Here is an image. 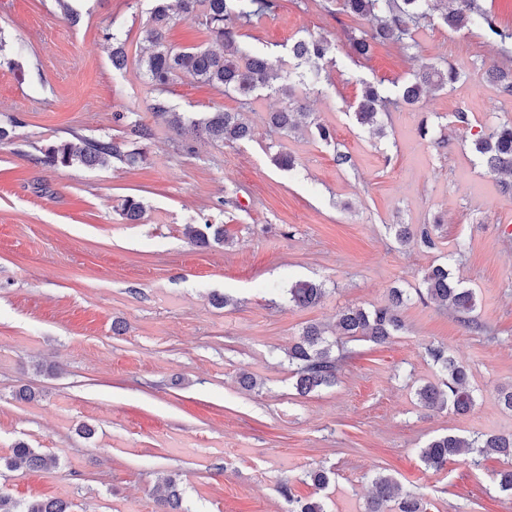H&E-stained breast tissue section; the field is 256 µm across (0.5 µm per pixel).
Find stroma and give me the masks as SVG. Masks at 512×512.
Instances as JSON below:
<instances>
[{
    "instance_id": "1",
    "label": "stroma",
    "mask_w": 512,
    "mask_h": 512,
    "mask_svg": "<svg viewBox=\"0 0 512 512\" xmlns=\"http://www.w3.org/2000/svg\"><path fill=\"white\" fill-rule=\"evenodd\" d=\"M70 3L75 24L57 0H0V492L58 498L73 512H162L153 490L172 476L189 512H288L282 485L313 496L304 477L322 468L329 512H364L380 473L421 494L427 512H512L493 481L511 458L461 457L440 470L419 458L438 435L512 433L497 396L512 385V194L472 149L474 134L512 119V98L486 78L507 61L497 44L435 16L407 54L380 49L359 63L348 36L367 19L328 11L327 0H279L243 32L271 52L306 32L335 43V68L306 100L334 145L271 130L266 115L281 100L263 95L247 109L251 140H198L187 154L145 108L153 90L136 58L151 0ZM116 28L129 58L120 74L106 39ZM441 58L464 73L453 88L383 114L384 135L356 123L362 81L394 97ZM164 96L189 115L240 107L189 76ZM116 112L153 123L144 163L43 164L49 145L74 134L135 149ZM424 122L442 128L445 147L421 137ZM339 150L349 165L336 164ZM278 152L292 170L273 165ZM128 197L144 206L139 223L121 214ZM189 224L224 226L233 242L191 245ZM392 224L435 226L436 248L397 244ZM442 262L475 292L479 328L412 300L402 333L345 342L336 386L297 393L286 350L306 325L331 328L344 307L384 305ZM297 280L327 292L291 306L279 291ZM215 293L233 305H212ZM432 345L469 367V413L418 404L416 386L436 378ZM243 372L258 388L239 385ZM20 442L58 467L6 469Z\"/></svg>"
}]
</instances>
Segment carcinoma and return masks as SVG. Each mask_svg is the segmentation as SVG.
<instances>
[{
	"label": "carcinoma",
	"instance_id": "carcinoma-1",
	"mask_svg": "<svg viewBox=\"0 0 512 512\" xmlns=\"http://www.w3.org/2000/svg\"><path fill=\"white\" fill-rule=\"evenodd\" d=\"M455 7L445 9L440 17L443 23L455 30H480L486 37L498 43L503 54L512 56V26L501 24L484 5V0H336L340 9L354 16L369 18L372 26L348 38L350 55L359 60H368L379 48L393 49L405 54L415 46L414 32L426 19L429 11L439 9L448 2ZM155 5L142 26V43L138 62L143 68L154 90L163 92L179 75L186 74L198 82L246 101L262 92L277 94L286 99L285 104L268 113L266 121L270 128L288 133L295 130L308 132L313 139L330 145L333 142L331 129L318 122L313 113L297 100L296 89L315 92L321 72L327 66L336 65V45L324 37H299L288 45V69L281 66V57L258 52L244 40L241 29L264 19L277 8L276 0H178L179 10L187 17L197 19L218 48L199 46L176 47L168 42L167 31L172 20L167 0H154ZM112 68L120 72L127 66L126 40L118 30L112 31ZM492 83L503 97H512V69L491 67ZM462 73L456 67L433 63L403 79L400 92L394 99L382 95L380 83L362 82L361 93L354 110L356 122L362 127L381 132L379 112L389 105L413 107L433 90L444 89L457 83ZM146 110L163 120L173 131L178 150L191 153L193 145L182 138L185 127H190L196 136L226 145L252 137V127L246 113L218 110L201 118H193L174 111L166 99L159 95L150 99ZM113 121L129 130L135 140L146 143L155 136L152 125L138 119L131 120L123 112L112 114ZM472 145L486 161L487 168L502 176L501 190L512 193V120L501 121L488 131H479ZM112 157L134 166L146 159L145 152L135 149L127 151L118 141H90L77 134L61 140L45 152V163L71 166L75 163L95 166L105 158ZM143 213V204L127 197L122 203V215L128 221H138ZM387 228L397 243L406 245L414 240L433 249L436 242L430 225L389 224ZM185 237L193 244L208 246L212 243L227 245L230 237L226 229L215 224H189ZM421 287L416 289L418 298L429 300L437 306L451 309L460 316L467 327H480L475 312V293L461 286L448 270V264H437L424 269L420 277ZM323 284L311 281H295L286 289L288 303L296 307L317 304L325 295ZM411 300L406 291L396 288L387 304L366 309L347 307L336 317L338 335L350 340H365L384 344L405 329L400 313L401 307ZM336 343L326 337L319 325L303 329L298 341L288 347V364L293 367L296 378L295 389L308 395L332 387L338 381L339 356L333 353ZM429 355L438 369L437 379L416 388L421 406L426 408H448L459 414L470 412L476 404L474 388L470 384L468 368L448 356L441 346L429 348ZM491 449L505 457H512V434L478 433L464 438L443 435L432 439L420 450V458L426 467L441 469L448 462L462 455H481ZM25 465L31 470H49L57 466L58 459L51 454H39L24 443L13 448L12 457L6 467L14 469ZM373 493L366 502L364 512H426L423 499L411 492L401 491L397 482L389 475L379 474L373 479ZM284 496L292 505L289 512H328L322 496L300 499L294 496L289 485L282 487ZM158 501L168 512H188L182 508V497L176 480H165ZM71 506L52 498L32 499L25 503L13 500L0 493V512H70Z\"/></svg>",
	"mask_w": 512,
	"mask_h": 512
}]
</instances>
